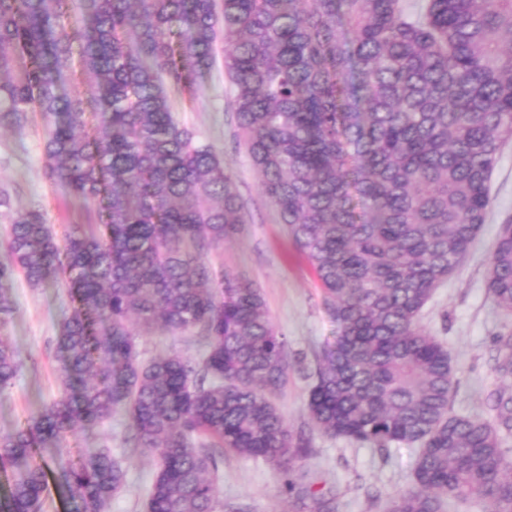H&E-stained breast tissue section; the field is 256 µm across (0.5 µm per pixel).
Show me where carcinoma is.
Here are the masks:
<instances>
[{"label": "carcinoma", "instance_id": "carcinoma-1", "mask_svg": "<svg viewBox=\"0 0 512 512\" xmlns=\"http://www.w3.org/2000/svg\"><path fill=\"white\" fill-rule=\"evenodd\" d=\"M0 0V129L39 114L47 177L98 223L60 236L17 212L0 260V327L21 274L69 287L60 396L0 435L10 474L0 512H41L52 482L69 512H107L125 471L104 446L63 452L80 428L127 414L134 447L158 454L146 512H219L224 452L261 460L283 495L338 512L295 477L309 441L273 396L288 344L263 292L204 256L246 216L224 160L173 115L216 62L234 86L239 135L260 187L311 261L336 343L317 358L311 428L380 450L416 448L410 483L384 512H445L448 500L512 512V389L491 419L454 415L448 346L418 317L464 260L492 209L490 182L512 143V0ZM98 94L93 134L65 77ZM512 313V216L486 275ZM198 330L202 353L144 362L138 338ZM20 362L0 337V394ZM494 370L512 377V336Z\"/></svg>", "mask_w": 512, "mask_h": 512}]
</instances>
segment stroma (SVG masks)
<instances>
[{
  "instance_id": "obj_1",
  "label": "stroma",
  "mask_w": 512,
  "mask_h": 512,
  "mask_svg": "<svg viewBox=\"0 0 512 512\" xmlns=\"http://www.w3.org/2000/svg\"><path fill=\"white\" fill-rule=\"evenodd\" d=\"M232 85L223 63H216L195 92L173 96L179 121L210 143L223 158L246 213L244 230L206 260L250 279L262 289L272 322L288 341V386L276 398L293 429L306 428L305 403L316 358L336 338L314 271L289 240L283 224L260 189V178L239 145L231 109ZM7 189L17 211L36 206L55 229L85 223L89 212L45 173L43 127L34 121L25 131H0V189ZM492 215L483 224L463 264L437 288L420 323L448 346L455 367L454 413L484 418L486 394L500 384L492 370L500 337L512 335V313L497 309L486 290V274L502 219L512 215V146L504 150L492 180ZM14 310L0 329L17 351L20 369L0 395V434L52 403L63 386L56 361L59 325L68 307L64 287L52 282L31 287L23 276L11 281ZM125 414H115L94 428L77 432L71 450L109 447L126 472L123 490L108 512H144L146 491L155 473V454L129 451ZM311 454L300 461L302 482L332 489L340 512H383L387 495L404 487L415 449L394 445L385 451L311 432ZM225 501L245 512H300L281 494L274 472L261 461L228 453L219 471Z\"/></svg>"
}]
</instances>
